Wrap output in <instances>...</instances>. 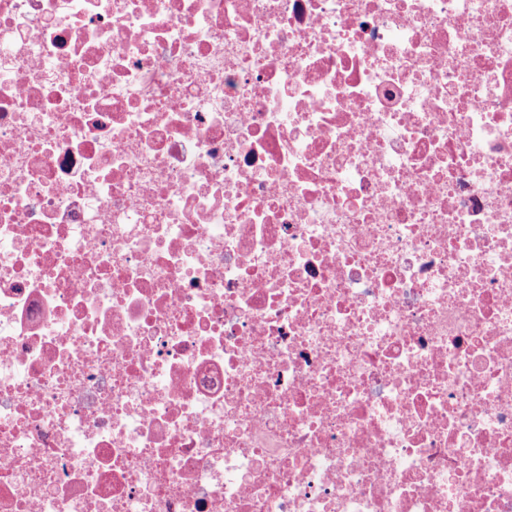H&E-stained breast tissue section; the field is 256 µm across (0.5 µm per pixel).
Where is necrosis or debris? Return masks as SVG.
<instances>
[{"label":"necrosis or debris","mask_w":512,"mask_h":512,"mask_svg":"<svg viewBox=\"0 0 512 512\" xmlns=\"http://www.w3.org/2000/svg\"><path fill=\"white\" fill-rule=\"evenodd\" d=\"M0 512H512V0H0Z\"/></svg>","instance_id":"necrosis-or-debris-1"}]
</instances>
